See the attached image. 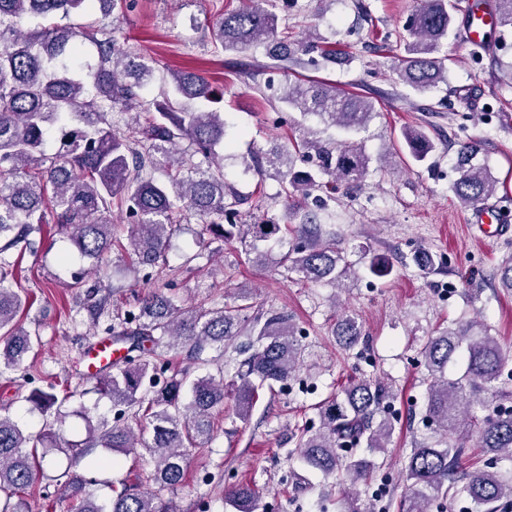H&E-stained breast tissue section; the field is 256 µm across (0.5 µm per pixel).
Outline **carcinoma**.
Wrapping results in <instances>:
<instances>
[{
	"instance_id": "1",
	"label": "carcinoma",
	"mask_w": 512,
	"mask_h": 512,
	"mask_svg": "<svg viewBox=\"0 0 512 512\" xmlns=\"http://www.w3.org/2000/svg\"><path fill=\"white\" fill-rule=\"evenodd\" d=\"M122 2L0 0V374L23 369L40 342L39 331L23 324L31 304L18 286L8 253L48 218L96 275L91 285L80 277L73 283L85 289L96 317L108 304L101 288L110 277L108 256L117 242L114 207L125 211L132 224L126 252L135 268L166 263L171 231L187 212L202 217L200 235L244 241L245 254L256 265L266 260L268 244L280 230L278 224L224 228V217L239 213L242 199L224 178L227 122L224 113L206 108L213 87L199 71H174L170 85L175 97L163 92L158 98H143L155 66L120 41V18L114 12ZM277 2L263 0L258 7L219 13L212 22L215 40L226 51L262 47L269 58L285 63L315 51L317 45L310 41L279 36ZM456 9L455 0H417L403 36L404 54L394 66L402 84L423 93L448 81V56L441 50L455 27ZM495 9L503 40L512 33V0H496ZM92 11L110 19V25L62 23ZM27 16L59 21L24 30L19 21ZM87 41L96 46L97 62L76 69L73 56ZM281 102L328 127L352 131L366 128L374 113L368 97L346 95L321 81L288 85ZM114 114L130 116L125 129L112 121ZM53 129L59 131L58 147L49 154L45 143ZM402 138L416 162L425 161L433 150L420 128L404 129ZM296 154L316 158L331 190L364 181L370 170L371 157L362 143L324 141L305 128L299 140L266 152L265 166L258 169L280 179L285 200L319 186L312 174L294 172ZM477 154L473 146L459 152V177L451 190L463 205L480 203L496 191V178ZM158 170L172 176L162 182L155 176ZM286 262L287 271L311 283H338L347 269L336 240L318 233L308 236L305 224ZM238 300L241 304L235 306L187 305L156 289L136 295L132 309L104 328L113 341L127 345L123 359L96 377L95 390L110 398L117 420L100 418L88 426L85 439L71 445L70 467L60 477L76 500L74 512H179L176 502L163 499L161 492L178 489L191 449L212 440L214 411L224 406V377L192 379L184 372L164 379V351L188 345L190 359L200 361L206 349H215L217 363L224 358V342L248 336L243 349L247 357L232 383L236 415L243 421L259 390L273 389L300 369L304 348L292 316H251L250 294L241 292ZM333 332L349 350L363 340L353 317L335 322ZM460 352L464 368L451 378L448 365ZM419 355L430 377L424 418L434 436L406 457L407 488L398 512H430L434 502L458 496L469 499L474 512H495L512 499V467L500 466L503 461L512 464V391L499 387L512 365V351L502 347L486 323L473 320L429 337ZM391 397L390 385L362 378L318 404V426H305L295 434L304 465L347 486L344 512H358L356 485L375 470L373 462L354 450L363 447L373 453L391 442L394 424L381 410ZM490 397L498 400L496 412L477 420L476 409L487 407ZM69 398L52 383L26 396L46 416L37 435L0 412V512H29L25 490L43 473L46 457L62 448ZM468 441L487 459L463 465ZM138 447L148 454L152 469L139 472L137 481L156 486V491L124 486L103 503L86 492L91 479L75 470L76 464L84 461L91 471L112 463L104 452L134 455ZM229 498L237 512H259V491L251 484L237 485Z\"/></svg>"
}]
</instances>
